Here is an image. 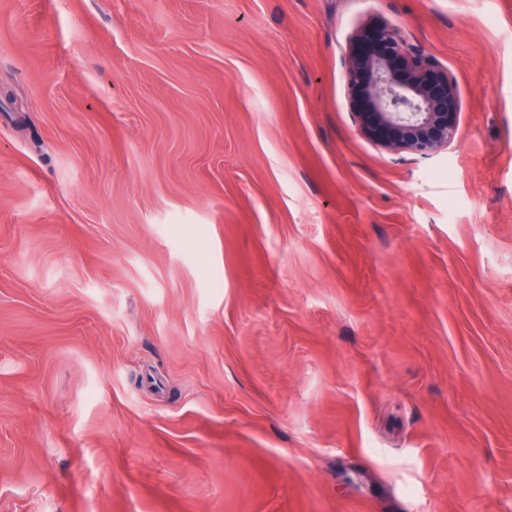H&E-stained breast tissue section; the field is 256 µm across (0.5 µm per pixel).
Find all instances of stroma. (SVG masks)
<instances>
[{
	"label": "stroma",
	"mask_w": 512,
	"mask_h": 512,
	"mask_svg": "<svg viewBox=\"0 0 512 512\" xmlns=\"http://www.w3.org/2000/svg\"><path fill=\"white\" fill-rule=\"evenodd\" d=\"M0 512H512V0H0ZM343 64L358 128L376 145L427 158L454 141L456 85L400 27L361 26L350 39Z\"/></svg>",
	"instance_id": "stroma-1"
}]
</instances>
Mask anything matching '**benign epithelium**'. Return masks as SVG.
I'll return each mask as SVG.
<instances>
[{"label":"benign epithelium","mask_w":512,"mask_h":512,"mask_svg":"<svg viewBox=\"0 0 512 512\" xmlns=\"http://www.w3.org/2000/svg\"><path fill=\"white\" fill-rule=\"evenodd\" d=\"M343 64L358 128L376 145L427 158L454 141L456 85L400 27L361 26L350 39Z\"/></svg>","instance_id":"7a95c632"}]
</instances>
